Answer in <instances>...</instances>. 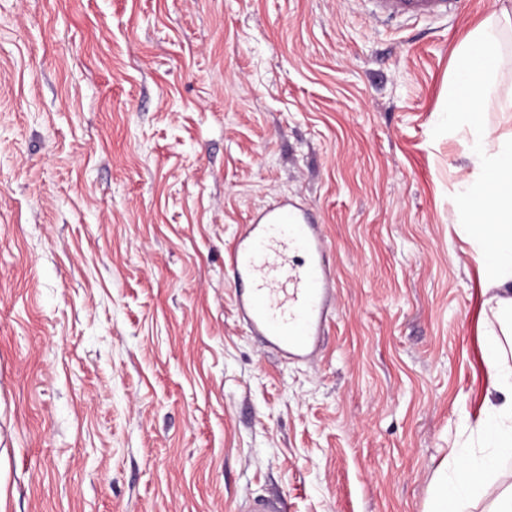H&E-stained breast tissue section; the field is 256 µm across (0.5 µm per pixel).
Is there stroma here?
<instances>
[{
    "mask_svg": "<svg viewBox=\"0 0 512 512\" xmlns=\"http://www.w3.org/2000/svg\"><path fill=\"white\" fill-rule=\"evenodd\" d=\"M512 0L391 29L362 0H0V512H425L496 400L487 275L439 123ZM316 208L335 299L306 363L224 249Z\"/></svg>",
    "mask_w": 512,
    "mask_h": 512,
    "instance_id": "35a3bbf8",
    "label": "stroma"
}]
</instances>
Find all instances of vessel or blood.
Segmentation results:
<instances>
[{
	"mask_svg": "<svg viewBox=\"0 0 512 512\" xmlns=\"http://www.w3.org/2000/svg\"><path fill=\"white\" fill-rule=\"evenodd\" d=\"M385 23L456 16L464 0H369ZM321 224L291 200L243 225L224 253L236 309L249 334L282 358L315 357L330 320L335 277Z\"/></svg>",
	"mask_w": 512,
	"mask_h": 512,
	"instance_id": "1",
	"label": "vessel or blood"
}]
</instances>
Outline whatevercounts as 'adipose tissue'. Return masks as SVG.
Masks as SVG:
<instances>
[{
    "instance_id": "adipose-tissue-1",
    "label": "adipose tissue",
    "mask_w": 512,
    "mask_h": 512,
    "mask_svg": "<svg viewBox=\"0 0 512 512\" xmlns=\"http://www.w3.org/2000/svg\"><path fill=\"white\" fill-rule=\"evenodd\" d=\"M481 53L491 65L476 70L474 53ZM502 59V32L496 22L485 20L457 47L448 97V123L461 124L469 132L468 159L472 172L461 184L458 205L473 220L481 239L492 247L481 260L491 284L512 282V138L494 135L475 115L495 109L512 112V98L494 95L490 77ZM497 174L487 183V174ZM489 384L503 400L479 418L474 430L481 443L479 451H458L450 470L440 471L426 502L425 512H467L468 507L500 462L512 458V368L492 362Z\"/></svg>"
}]
</instances>
